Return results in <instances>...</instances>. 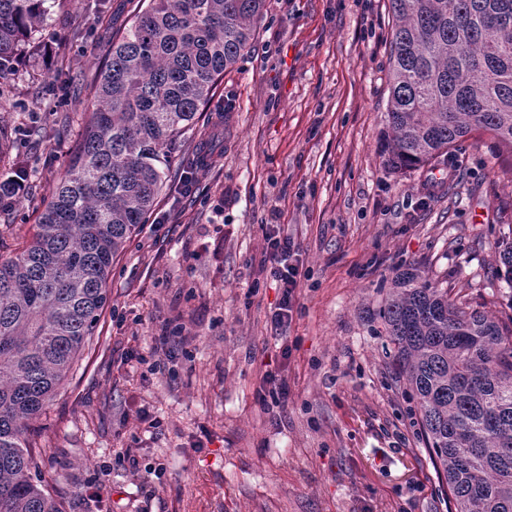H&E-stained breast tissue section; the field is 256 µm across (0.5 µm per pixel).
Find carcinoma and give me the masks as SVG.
Masks as SVG:
<instances>
[{
    "mask_svg": "<svg viewBox=\"0 0 512 512\" xmlns=\"http://www.w3.org/2000/svg\"><path fill=\"white\" fill-rule=\"evenodd\" d=\"M46 0H0V108L15 58L42 37ZM389 98L380 139L400 172L474 132L512 155V0H389ZM264 0H149L112 41L73 159L41 198L30 240L0 257V512H60L28 439L107 301L112 260L153 211L182 132L247 51ZM16 129L0 118V156ZM14 155L0 213L20 202ZM512 288V238L497 242ZM377 317L416 403L426 450L454 512H512V322L419 275L395 281Z\"/></svg>",
    "mask_w": 512,
    "mask_h": 512,
    "instance_id": "cac0c4a2",
    "label": "carcinoma"
}]
</instances>
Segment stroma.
Returning a JSON list of instances; mask_svg holds the SVG:
<instances>
[{
    "label": "stroma",
    "mask_w": 512,
    "mask_h": 512,
    "mask_svg": "<svg viewBox=\"0 0 512 512\" xmlns=\"http://www.w3.org/2000/svg\"><path fill=\"white\" fill-rule=\"evenodd\" d=\"M138 3L47 0L45 28L70 41V66L43 60L11 78L17 95L0 116L20 131L35 199L0 214V255L28 241L34 202L69 166L94 108L87 86ZM388 51V0H265L251 48L177 153L213 131L219 149L193 171L194 194L172 165L30 438L61 512H449L376 312L413 267L512 316L496 249L512 178L481 132L455 149V169L385 168ZM270 233L294 241L301 273L279 329ZM270 370L288 384L287 405L257 396Z\"/></svg>",
    "instance_id": "35a3bbf8"
}]
</instances>
